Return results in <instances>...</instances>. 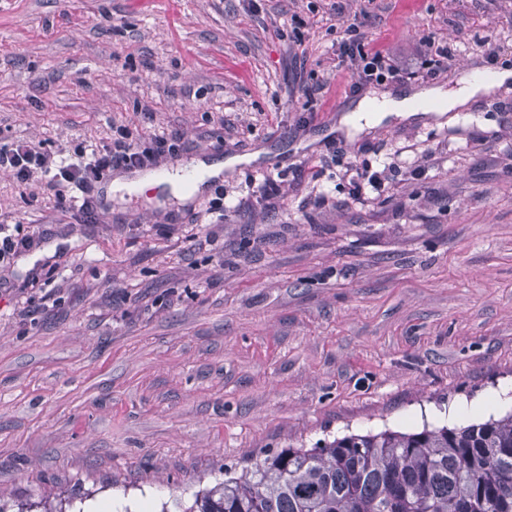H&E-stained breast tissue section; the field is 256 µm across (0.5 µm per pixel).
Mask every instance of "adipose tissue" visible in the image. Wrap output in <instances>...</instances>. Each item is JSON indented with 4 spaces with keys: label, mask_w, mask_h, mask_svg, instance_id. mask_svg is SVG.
I'll return each mask as SVG.
<instances>
[{
    "label": "adipose tissue",
    "mask_w": 512,
    "mask_h": 512,
    "mask_svg": "<svg viewBox=\"0 0 512 512\" xmlns=\"http://www.w3.org/2000/svg\"><path fill=\"white\" fill-rule=\"evenodd\" d=\"M506 77V72L500 71L495 73L493 80H470L454 91H448L438 86L401 94L390 93L380 99L365 97L353 107L350 114L342 116L339 123L346 128L360 131L374 125L375 116L379 113L384 115L393 113L408 119L421 113H429L431 106L434 105L444 111L462 109L476 95L489 93Z\"/></svg>",
    "instance_id": "ef3b65f1"
}]
</instances>
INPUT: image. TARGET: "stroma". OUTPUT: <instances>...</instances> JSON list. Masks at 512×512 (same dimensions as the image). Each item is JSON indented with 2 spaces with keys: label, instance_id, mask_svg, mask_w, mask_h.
Segmentation results:
<instances>
[{
  "label": "stroma",
  "instance_id": "obj_1",
  "mask_svg": "<svg viewBox=\"0 0 512 512\" xmlns=\"http://www.w3.org/2000/svg\"><path fill=\"white\" fill-rule=\"evenodd\" d=\"M0 0V143L89 152L180 133L236 159L187 204L114 193L96 222L0 171V512L51 490L161 512L247 457L453 425L512 385V82L461 111L325 135L380 92L512 69V0ZM425 79L359 87L348 16ZM328 84L315 111L301 86ZM388 163L352 199L349 164ZM279 197L229 220L251 180ZM318 180H311V173ZM277 179L282 180V174L277 173L276 177L273 173L262 175L257 185L254 181L247 186V198L259 195L263 199H270L277 196L280 193Z\"/></svg>",
  "mask_w": 512,
  "mask_h": 512
}]
</instances>
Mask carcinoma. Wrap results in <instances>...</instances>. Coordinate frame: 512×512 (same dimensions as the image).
<instances>
[{
    "label": "carcinoma",
    "mask_w": 512,
    "mask_h": 512,
    "mask_svg": "<svg viewBox=\"0 0 512 512\" xmlns=\"http://www.w3.org/2000/svg\"><path fill=\"white\" fill-rule=\"evenodd\" d=\"M18 512H64L46 496ZM183 512H512V412L264 452Z\"/></svg>",
    "instance_id": "carcinoma-1"
}]
</instances>
